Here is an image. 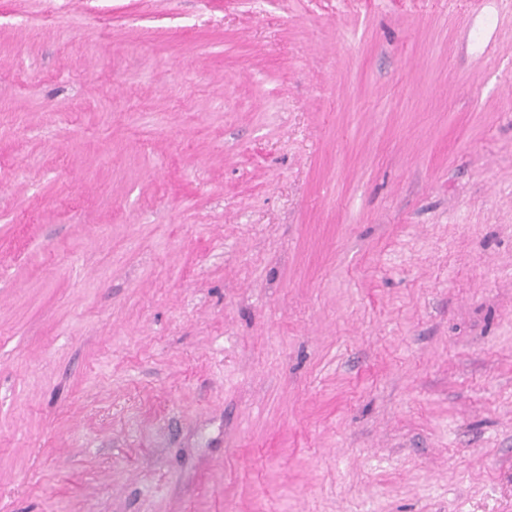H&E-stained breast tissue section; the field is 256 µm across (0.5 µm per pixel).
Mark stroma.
<instances>
[{"label": "stroma", "instance_id": "obj_1", "mask_svg": "<svg viewBox=\"0 0 512 512\" xmlns=\"http://www.w3.org/2000/svg\"><path fill=\"white\" fill-rule=\"evenodd\" d=\"M0 512H512V0H0Z\"/></svg>", "mask_w": 512, "mask_h": 512}]
</instances>
